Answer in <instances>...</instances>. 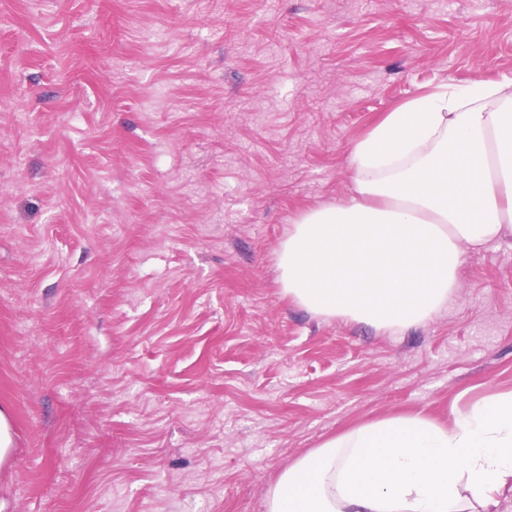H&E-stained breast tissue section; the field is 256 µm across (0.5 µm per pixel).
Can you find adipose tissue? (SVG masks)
<instances>
[{
  "mask_svg": "<svg viewBox=\"0 0 512 512\" xmlns=\"http://www.w3.org/2000/svg\"><path fill=\"white\" fill-rule=\"evenodd\" d=\"M355 194L293 224L280 283L320 316L397 330L452 299L463 249L512 234V78L413 99L357 141ZM512 484V394L456 432L420 415L330 439L288 467L267 512H485Z\"/></svg>",
  "mask_w": 512,
  "mask_h": 512,
  "instance_id": "obj_1",
  "label": "adipose tissue"
}]
</instances>
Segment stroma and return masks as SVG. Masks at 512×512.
Here are the masks:
<instances>
[{"mask_svg":"<svg viewBox=\"0 0 512 512\" xmlns=\"http://www.w3.org/2000/svg\"><path fill=\"white\" fill-rule=\"evenodd\" d=\"M512 75V0H0L6 512H266L288 466L512 391V236L385 331L280 282L389 112Z\"/></svg>","mask_w":512,"mask_h":512,"instance_id":"1","label":"stroma"}]
</instances>
